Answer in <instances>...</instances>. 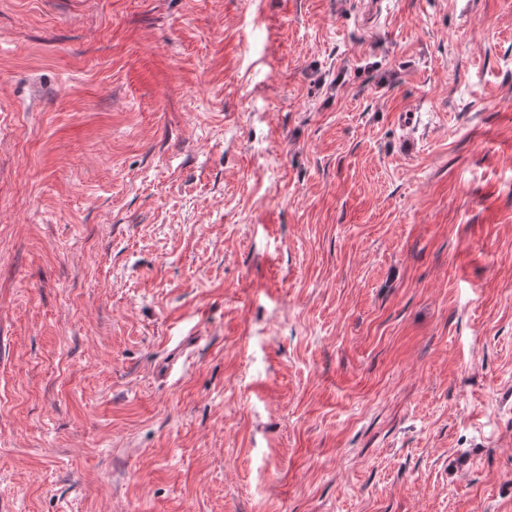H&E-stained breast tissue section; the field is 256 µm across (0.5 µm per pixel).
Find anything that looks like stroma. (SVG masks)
Returning a JSON list of instances; mask_svg holds the SVG:
<instances>
[{
  "mask_svg": "<svg viewBox=\"0 0 512 512\" xmlns=\"http://www.w3.org/2000/svg\"><path fill=\"white\" fill-rule=\"evenodd\" d=\"M0 512H512V0H0Z\"/></svg>",
  "mask_w": 512,
  "mask_h": 512,
  "instance_id": "1",
  "label": "stroma"
}]
</instances>
